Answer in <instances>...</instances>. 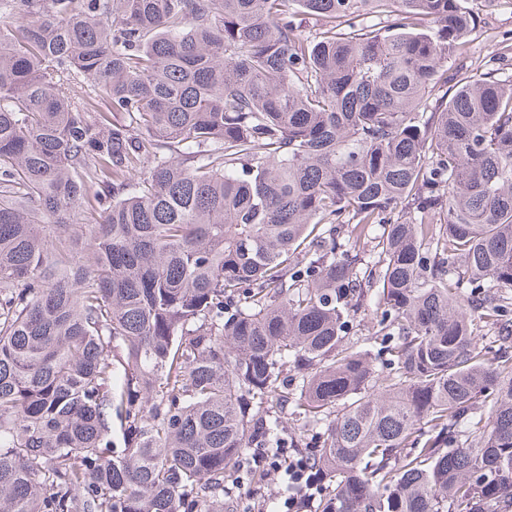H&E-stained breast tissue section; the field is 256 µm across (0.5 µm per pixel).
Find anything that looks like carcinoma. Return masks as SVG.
I'll use <instances>...</instances> for the list:
<instances>
[{"label":"carcinoma","mask_w":512,"mask_h":512,"mask_svg":"<svg viewBox=\"0 0 512 512\" xmlns=\"http://www.w3.org/2000/svg\"><path fill=\"white\" fill-rule=\"evenodd\" d=\"M287 2L0 0V512H224L290 418L317 512H512V74ZM377 319L372 310L359 312L349 323V336L352 339L370 337L378 330Z\"/></svg>","instance_id":"1"}]
</instances>
